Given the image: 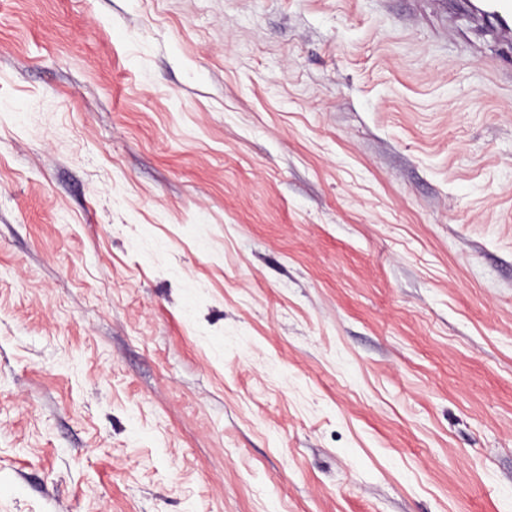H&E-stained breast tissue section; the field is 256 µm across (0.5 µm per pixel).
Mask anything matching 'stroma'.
Returning a JSON list of instances; mask_svg holds the SVG:
<instances>
[{
	"instance_id": "1",
	"label": "stroma",
	"mask_w": 512,
	"mask_h": 512,
	"mask_svg": "<svg viewBox=\"0 0 512 512\" xmlns=\"http://www.w3.org/2000/svg\"><path fill=\"white\" fill-rule=\"evenodd\" d=\"M433 0H0V512H512V43Z\"/></svg>"
}]
</instances>
